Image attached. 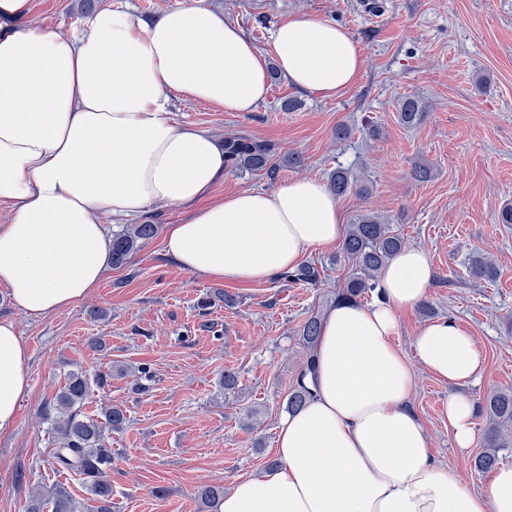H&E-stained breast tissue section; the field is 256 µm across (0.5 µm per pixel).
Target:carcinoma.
Listing matches in <instances>:
<instances>
[{"mask_svg":"<svg viewBox=\"0 0 512 512\" xmlns=\"http://www.w3.org/2000/svg\"><path fill=\"white\" fill-rule=\"evenodd\" d=\"M399 117L406 127L416 125L422 117L419 101L414 97L406 98ZM224 163L234 173L263 172L273 179L279 168H299L303 166L304 159L297 153L280 156L274 145L246 135H230L224 138ZM329 189L333 194L343 196L352 190L364 193L367 186L349 170L339 168L330 175ZM157 232L156 224H128L112 232V266L120 268L128 264ZM402 248V237L376 215H366L351 225L343 241L341 255L354 263L355 272L348 278L345 287L336 292L334 302H356L374 292L382 269ZM469 272L488 281L495 280L499 274L494 263L480 253L470 260ZM277 279L317 288L320 286L321 272L316 264L307 262L277 275ZM320 325L321 319L313 314L297 329L299 341L307 354L296 383L288 394L286 409L290 413L301 409L310 397L304 378L312 367ZM110 379V374H99L90 381L81 372L70 373L53 404L47 406L43 413L57 441L52 466L80 476L98 503V512H112V449L106 446L107 435L123 430L128 417L120 405L105 407L100 418L82 415L80 406L89 396L90 384L103 390L109 386ZM487 415L485 448L475 459V467L480 470L495 467L499 452L507 447L502 440L501 429L512 423V389L498 390L488 397ZM47 505L51 507V512H76L74 500L60 486L39 490L32 495L30 512H44Z\"/></svg>","mask_w":512,"mask_h":512,"instance_id":"carcinoma-1","label":"carcinoma"}]
</instances>
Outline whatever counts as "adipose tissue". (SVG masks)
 I'll return each mask as SVG.
<instances>
[{
  "mask_svg": "<svg viewBox=\"0 0 512 512\" xmlns=\"http://www.w3.org/2000/svg\"><path fill=\"white\" fill-rule=\"evenodd\" d=\"M297 89L342 95L364 60L326 19L291 14L260 52L223 12L188 6L152 21L109 6L82 32L0 33V286L43 317L88 296L112 264L104 216L154 205L189 208L168 225L165 255L189 273L260 282L298 266L343 234L339 201L322 183L293 178L270 190L211 198L228 173L224 147L180 125L172 96L249 112L269 90L268 60ZM427 251L402 249L382 270L369 305L342 301L321 319L311 399L278 425V465L240 479L215 512H512V465L476 492L436 455L412 402L418 369L458 386L443 418L456 447L475 439L472 402L480 355L448 318L422 327L411 351L396 342L402 315L427 294ZM30 353L0 320V433L15 427L30 390Z\"/></svg>",
  "mask_w": 512,
  "mask_h": 512,
  "instance_id": "ef3b65f1",
  "label": "adipose tissue"
}]
</instances>
